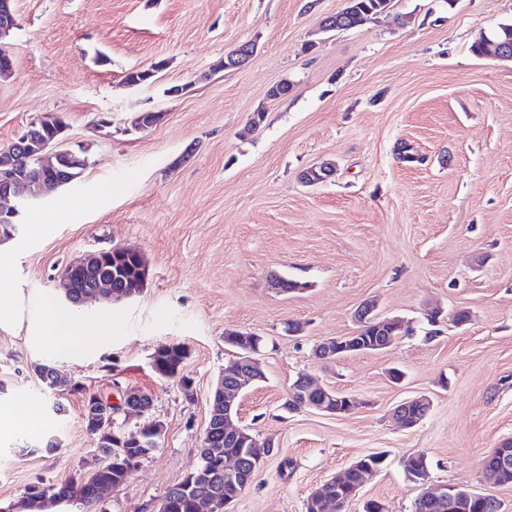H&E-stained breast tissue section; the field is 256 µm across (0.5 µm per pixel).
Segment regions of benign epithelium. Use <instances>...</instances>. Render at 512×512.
Wrapping results in <instances>:
<instances>
[{"mask_svg": "<svg viewBox=\"0 0 512 512\" xmlns=\"http://www.w3.org/2000/svg\"><path fill=\"white\" fill-rule=\"evenodd\" d=\"M18 25L17 14L14 6V0H0V40L7 37L10 32ZM41 126L46 131V137L41 140L39 145L40 155L38 156V166L42 172L40 179L42 190L38 197L44 200L50 199L58 186L61 185L58 174L64 169L73 170L70 180L82 178L83 173L75 172L79 168L77 164L76 152L62 147L63 134L67 125L62 116L56 114H45L30 122L21 134L14 141V144L20 148H25L32 137L33 128ZM26 181V174L21 171L8 157V151L0 152V200H15L16 204L10 208L0 207V223L15 224L22 208L33 202L30 196L19 193V186ZM117 252L121 255L130 254L132 250L124 247L110 248L98 252H89L81 257L71 261L61 274L62 288H67L70 281L83 270L95 264L104 253ZM356 315L363 317V321L376 327V330L386 335V341L375 344V348L384 350L391 347L405 330L404 319L398 316H383L378 312V306L375 301L365 302L356 312ZM259 348L245 347L243 350L236 351V358L230 363L228 368L224 369V375H228L236 380L235 387L232 390H224V382H219L217 389L224 394V433L237 436V441L246 448V458L243 461L241 455L224 456V472L231 477H237L243 483V488H248L252 477L260 464L274 450V445L269 441L261 442L256 437L250 435L241 428L233 429L230 427V421L233 418L234 409L239 396L250 385L260 380L262 370L260 363L255 358ZM289 398L287 403L282 405V409L292 413L302 410H313L329 415L341 416L351 413L357 404L356 399L351 396L335 392L333 390L320 387L314 389L307 388L302 392L294 388L289 389ZM138 404L134 417L143 420V423L137 426V430L125 433L126 440L138 438L139 431L148 428L158 436L163 435L165 430L164 423L153 416V401L134 400L133 395L127 392L123 395L121 408L128 409L133 404ZM428 410L431 402L424 396L408 399L394 407L392 416L395 422L402 428H410L420 423L418 415H413L412 420H407L405 414L413 407ZM92 414L95 416L96 426L103 429L112 426L114 418L112 417V405L101 397L94 398L91 403ZM344 484V474L339 473L330 478L322 487L316 488L308 497L307 502L311 508H317L316 501L333 500L334 487ZM430 478L426 477L416 482V485L422 490V497L435 502H446L450 508H459V503L465 499L479 498L481 494L472 492V489L454 484H441L434 488L429 487Z\"/></svg>", "mask_w": 512, "mask_h": 512, "instance_id": "obj_1", "label": "benign epithelium"}]
</instances>
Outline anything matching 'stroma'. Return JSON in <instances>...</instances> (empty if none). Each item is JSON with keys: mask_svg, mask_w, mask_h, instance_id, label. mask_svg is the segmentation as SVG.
Returning <instances> with one entry per match:
<instances>
[{"mask_svg": "<svg viewBox=\"0 0 512 512\" xmlns=\"http://www.w3.org/2000/svg\"><path fill=\"white\" fill-rule=\"evenodd\" d=\"M345 0H15L5 41L15 61L0 80V146L44 114L65 116L64 145L88 158L81 180L30 205L0 242V401L32 408L42 433L0 435V512H22L29 486L61 484L101 464L82 423L86 395L119 404L152 395L165 424L158 446L100 504L45 503L42 512H156L198 464L212 389L235 351L226 331L262 336L265 373L234 424L274 452L232 512H305L308 495L358 457L385 465L364 500L412 512L419 494L402 460L426 455L433 484L494 495L482 459L512 438V61L471 45L512 19V0H393L363 25L325 32ZM247 41L241 68L225 54ZM165 67L129 86L128 71ZM288 83L286 95L269 97ZM162 113L137 129L143 112ZM264 120L250 128L254 113ZM107 119L100 127L99 119ZM330 161L314 187L303 170ZM111 195H103L104 185ZM77 201L79 215L65 205ZM141 251L138 295L70 310L104 347L47 349L43 303L64 307V266L99 249ZM303 283L272 288L271 275ZM377 299L409 332L380 352L321 360L315 347L355 332ZM467 309L471 320L451 317ZM438 322H428L433 310ZM304 331L286 333L287 324ZM180 343L191 392L161 378L151 357ZM53 365L67 390L37 373ZM406 377L394 384L390 368ZM355 397L331 416L281 405L298 375ZM427 396L428 416L404 429L392 410Z\"/></svg>", "mask_w": 512, "mask_h": 512, "instance_id": "1", "label": "stroma"}]
</instances>
